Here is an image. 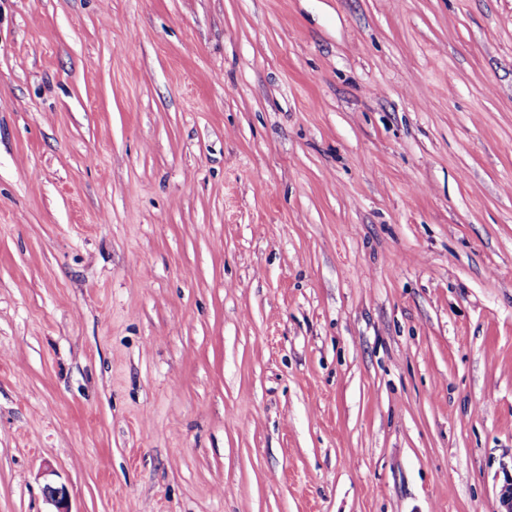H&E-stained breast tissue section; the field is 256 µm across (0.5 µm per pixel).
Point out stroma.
<instances>
[{"label":"stroma","instance_id":"obj_1","mask_svg":"<svg viewBox=\"0 0 512 512\" xmlns=\"http://www.w3.org/2000/svg\"><path fill=\"white\" fill-rule=\"evenodd\" d=\"M497 512L512 0H0V512Z\"/></svg>","mask_w":512,"mask_h":512}]
</instances>
